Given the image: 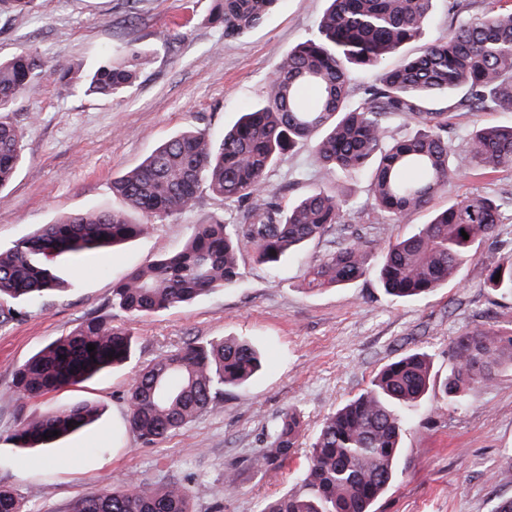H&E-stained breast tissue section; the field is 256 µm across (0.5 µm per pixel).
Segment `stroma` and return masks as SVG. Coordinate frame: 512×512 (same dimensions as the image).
Instances as JSON below:
<instances>
[{"mask_svg": "<svg viewBox=\"0 0 512 512\" xmlns=\"http://www.w3.org/2000/svg\"><path fill=\"white\" fill-rule=\"evenodd\" d=\"M494 0H434L433 16L411 55L447 36L457 18L477 17ZM214 0H35L28 12H0V57L23 50L46 60L66 57L91 68L134 44L150 55L136 84L113 97L88 96L58 76L27 85L10 120L23 137V162L0 192V246L41 225L87 210L123 208L112 182L163 141L187 128L219 136L240 108L264 94L276 64L315 30L327 0H278L263 24L228 42L210 21ZM464 177L450 193L400 223L379 224L369 213L368 183L340 180L349 201L345 227H331L298 259L271 269L240 248L238 286L159 314L132 317L112 305V286L132 269L183 247L192 225L212 219L239 223L243 207L200 188L187 212L154 223L149 234L111 251L82 257L68 291L20 306L0 323V486L22 494L25 512H66L88 492L134 478L148 485L179 483L195 491L193 512H262L265 503L299 487L309 444L324 418L363 392L399 355L426 353L432 367L427 400L403 436L395 478L373 512H494L512 500V371L474 388L458 406L440 388L448 376V343L465 330L512 328V296L488 288L487 268L512 259V170L483 174L465 156ZM309 150L281 155L267 186L281 204L321 181ZM487 195L502 204L498 237L483 242L456 279L430 295L391 300L375 278L308 290V264L345 243L350 229L367 241L403 237L447 208L453 196ZM127 328L133 354L126 365L43 397L18 401L15 369L45 344L86 319ZM244 337L264 352L262 371L242 391L228 390L196 420L153 444L130 430L126 392L131 378L191 338ZM87 401L101 416L47 449L14 447L8 437L25 420ZM303 425L295 452L277 471L249 466L268 445V431L288 408ZM236 468L229 484L224 471Z\"/></svg>", "mask_w": 512, "mask_h": 512, "instance_id": "obj_1", "label": "stroma"}]
</instances>
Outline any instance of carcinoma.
<instances>
[{
  "mask_svg": "<svg viewBox=\"0 0 512 512\" xmlns=\"http://www.w3.org/2000/svg\"><path fill=\"white\" fill-rule=\"evenodd\" d=\"M277 0H216L211 22L224 40L259 27ZM462 19L442 40L394 66L390 56L415 41L430 18L433 0H329L316 34L288 50L273 72L263 100L245 108L224 138L203 130L182 131L112 182V193L146 218L136 223L124 212L86 211L59 217L7 249L0 248V297L33 302L72 285L64 264L146 234L149 225L194 206L205 185L226 201L246 204L241 222L192 225L184 247L146 267L135 268L112 287V307L131 316L151 315L232 287L241 279L240 244L257 261L277 267L303 246L339 225L346 200L329 189L333 179L369 178L375 220L397 223L427 207L461 176L454 163L458 146L448 135V108L436 103L457 91L470 112H512V4ZM147 56L130 45L121 58L86 69L65 58L46 62L31 51L0 60V113L27 84L50 69L88 95L112 96L135 85ZM373 79L351 90L353 70ZM412 119L418 130L395 139L389 125ZM307 144L322 181L296 202L283 206L267 189L266 175L277 157ZM463 150L480 168H512V124L479 126ZM22 160V135L0 119V191ZM501 206L484 195L453 201L417 230L379 243L381 259L371 264L355 238L329 252L305 273L311 290L348 285L373 276L394 300L423 297L453 280L472 250L496 235ZM469 239H464L461 232ZM499 281H494V277ZM489 287L512 295V262L487 269ZM95 345L90 352L87 345ZM130 334L90 319L40 349L14 375L19 401L77 386L110 366L130 359ZM448 404L512 371V330H467L448 344ZM258 350L234 338L186 343L163 355L131 380L126 395L130 429L147 444L191 423L226 389L244 390L261 369ZM430 360L407 352L384 366L370 386L329 414L310 444L308 464L295 492L268 501L262 512H371L388 487L409 417L430 389ZM97 406L70 408L22 422L13 445H46L91 423ZM58 436H52V432ZM302 431L298 412L285 411L269 433L268 448L251 462L260 472L279 469ZM194 493L178 483L161 486L129 480L75 499L67 512H192ZM0 512H24L23 498L0 488Z\"/></svg>",
  "mask_w": 512,
  "mask_h": 512,
  "instance_id": "obj_1",
  "label": "carcinoma"
}]
</instances>
